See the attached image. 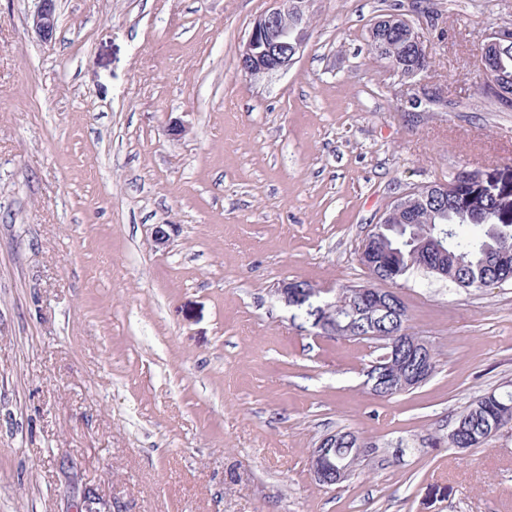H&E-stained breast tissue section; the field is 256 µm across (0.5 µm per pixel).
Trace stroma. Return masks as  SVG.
<instances>
[{
  "mask_svg": "<svg viewBox=\"0 0 512 512\" xmlns=\"http://www.w3.org/2000/svg\"><path fill=\"white\" fill-rule=\"evenodd\" d=\"M391 2L308 0L300 57L247 78L271 0H58L48 44L37 0H0V512H512V427L448 445L512 390V284L400 281L437 367L388 399L379 347L273 295L369 284L358 249L410 188L477 168L512 193V112L478 68L512 0H434L436 112L368 50ZM342 429L368 447L327 487L310 455ZM57 26V0H38L32 28L43 43H51ZM508 424H512V393L486 392L475 397L456 417L448 431V445L453 448L479 447Z\"/></svg>",
  "mask_w": 512,
  "mask_h": 512,
  "instance_id": "1",
  "label": "stroma"
}]
</instances>
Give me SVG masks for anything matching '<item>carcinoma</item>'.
<instances>
[{"label":"carcinoma","mask_w":512,"mask_h":512,"mask_svg":"<svg viewBox=\"0 0 512 512\" xmlns=\"http://www.w3.org/2000/svg\"><path fill=\"white\" fill-rule=\"evenodd\" d=\"M370 52L383 61L387 69L398 74L405 64L427 68L432 60L419 56L411 49L406 33L402 28L383 30L369 40ZM447 190L420 191L418 201L409 216L411 226L398 229L402 224L394 219L377 227L372 281L388 284L404 279L411 271L425 266L432 270L448 268V280L457 288H481L490 281L506 275L493 254L512 255V223L502 224L495 217L498 202L492 197L479 200L488 222L480 224L461 217V212L471 203L473 194L472 179L463 169L446 181ZM450 228L453 233L448 238V255L427 254L416 249V243H408L411 238L423 239L436 235L437 231ZM354 289H336V298H312L294 308L293 316L301 324L317 328L318 318L327 304H336L343 309H352ZM512 424V393L495 391L475 397L456 417L453 429L448 431V445L453 448H475L505 426ZM340 448H366L359 433L346 430L336 433Z\"/></svg>","instance_id":"1"}]
</instances>
